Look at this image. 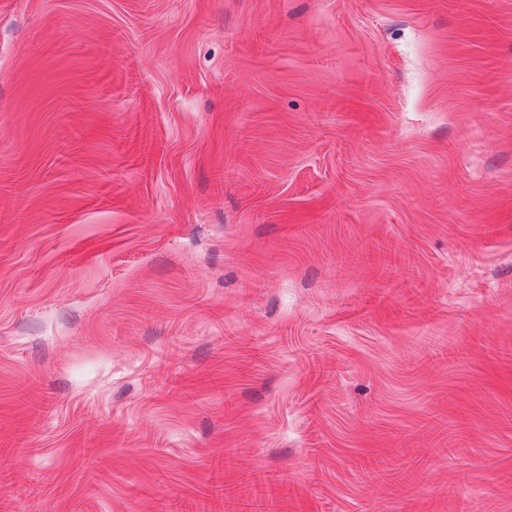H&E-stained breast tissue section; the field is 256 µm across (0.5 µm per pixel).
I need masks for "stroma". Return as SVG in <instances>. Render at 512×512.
<instances>
[{
    "label": "stroma",
    "mask_w": 512,
    "mask_h": 512,
    "mask_svg": "<svg viewBox=\"0 0 512 512\" xmlns=\"http://www.w3.org/2000/svg\"><path fill=\"white\" fill-rule=\"evenodd\" d=\"M264 476L512 512V0H0V512ZM20 403L28 418L27 423L30 425L35 424L46 411L43 399L35 388L30 387L27 391H24L20 396Z\"/></svg>",
    "instance_id": "1"
}]
</instances>
